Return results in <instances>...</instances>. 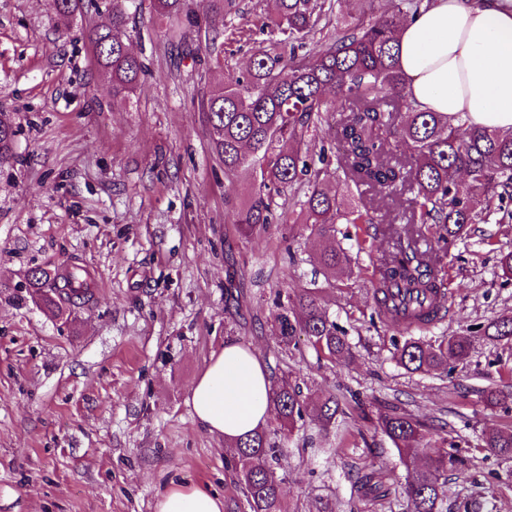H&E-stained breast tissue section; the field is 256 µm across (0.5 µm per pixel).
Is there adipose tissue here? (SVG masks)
<instances>
[{
	"mask_svg": "<svg viewBox=\"0 0 512 512\" xmlns=\"http://www.w3.org/2000/svg\"><path fill=\"white\" fill-rule=\"evenodd\" d=\"M398 64L412 105L512 131V0H434L397 31ZM272 381L257 352L225 343L193 382L188 405L208 433L232 442L270 418ZM156 512H224L207 489L173 484Z\"/></svg>",
	"mask_w": 512,
	"mask_h": 512,
	"instance_id": "obj_1",
	"label": "adipose tissue"
}]
</instances>
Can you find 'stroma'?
I'll return each mask as SVG.
<instances>
[{"label": "stroma", "instance_id": "35a3bbf8", "mask_svg": "<svg viewBox=\"0 0 512 512\" xmlns=\"http://www.w3.org/2000/svg\"><path fill=\"white\" fill-rule=\"evenodd\" d=\"M111 0H0V116L16 131L0 162V512H155L170 483L191 481L237 497L224 442L195 421L189 389L225 342L252 346L271 377L291 373L304 396L353 392L338 428L305 420L266 424L288 512H403L406 471L374 424L394 404L425 426L427 450H453L443 512H512V458L481 447L489 428L512 430V341L474 335L512 314V223L475 224L448 249L445 316L421 332L437 344L471 334L451 372L411 373L393 352L402 326L373 317L374 231L339 288L324 287L321 238L288 221L245 236L229 214L248 207L252 183L228 177L211 149L201 98L259 48L272 0H190L198 19L177 43L154 0H133L124 39L147 72L128 96L112 93L88 34ZM78 265L92 296L56 315L35 298L36 269ZM316 283L346 332L347 356L307 342L281 348L270 317L280 295ZM505 407L486 406L487 390ZM380 473L369 494L355 470Z\"/></svg>", "mask_w": 512, "mask_h": 512}]
</instances>
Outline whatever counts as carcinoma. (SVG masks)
<instances>
[{
  "mask_svg": "<svg viewBox=\"0 0 512 512\" xmlns=\"http://www.w3.org/2000/svg\"><path fill=\"white\" fill-rule=\"evenodd\" d=\"M340 0H274L272 25L288 39L303 42L319 27L334 25L332 43H313L309 57L292 50L285 55L271 47L255 53L246 71L224 76L221 89L201 101L211 125L212 149L224 163V173L252 181L257 196L237 213L234 223L245 235L273 221L274 195L306 187L305 200L291 220L325 240L319 264L326 277L350 263L335 240V224H376L380 205L357 204L338 191L322 188L324 171L305 150L306 137L327 126L336 146L343 182L366 187L379 198L400 190L410 194L409 223L386 222L389 255L372 272L375 312L421 330L438 320L447 288L443 255L471 224L486 223L512 202V133L479 128L465 120L451 122L442 112L413 107L397 64L395 33L400 24L430 5V0H396L394 12L369 17L335 15ZM156 12L176 22L171 36L183 41L178 22L189 17L184 0H155ZM128 13L126 0H112V9L90 33L100 70L112 82V93L133 92L146 73V65L123 40ZM344 101L343 115L331 122L326 92ZM15 130L0 119V162L13 155ZM392 139L407 152L385 156ZM29 286L49 308H62L87 297L91 284L76 271L61 277L40 270ZM277 303L272 327L279 343L290 348L304 339L334 357L348 354L343 330L322 305L316 288H302ZM479 336L512 338V317L497 319L477 331ZM469 337L456 336L432 345L409 337L396 347L394 357L412 372L447 369L463 360ZM273 410L282 426L294 427L310 416L323 428L342 410L340 397L329 394L309 402L300 387L284 378L273 383ZM377 427L395 445L410 479L402 487L406 512H440L447 498L443 473L459 463L444 451L435 457L423 453L422 424L406 411L379 414ZM483 447L512 455V433L498 430L482 436ZM237 452L227 461L233 469L243 500L242 512H287L281 479L274 462L276 450L266 430L235 443ZM378 486V473L363 469L357 491Z\"/></svg>",
  "mask_w": 512,
  "mask_h": 512,
  "instance_id": "cac0c4a2",
  "label": "carcinoma"
}]
</instances>
